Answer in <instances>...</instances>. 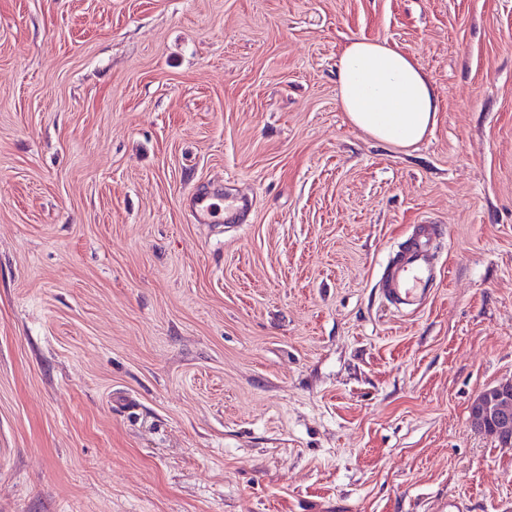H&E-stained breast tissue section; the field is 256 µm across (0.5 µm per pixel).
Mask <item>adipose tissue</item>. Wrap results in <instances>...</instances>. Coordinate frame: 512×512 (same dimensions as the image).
<instances>
[{
  "label": "adipose tissue",
  "instance_id": "ef3b65f1",
  "mask_svg": "<svg viewBox=\"0 0 512 512\" xmlns=\"http://www.w3.org/2000/svg\"><path fill=\"white\" fill-rule=\"evenodd\" d=\"M337 83L349 122L381 142L411 147L437 125L439 104L431 80L417 60L388 43L348 41Z\"/></svg>",
  "mask_w": 512,
  "mask_h": 512
}]
</instances>
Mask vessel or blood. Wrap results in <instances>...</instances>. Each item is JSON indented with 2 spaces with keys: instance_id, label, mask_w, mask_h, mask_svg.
<instances>
[{
  "instance_id": "vessel-or-blood-1",
  "label": "vessel or blood",
  "mask_w": 512,
  "mask_h": 512,
  "mask_svg": "<svg viewBox=\"0 0 512 512\" xmlns=\"http://www.w3.org/2000/svg\"><path fill=\"white\" fill-rule=\"evenodd\" d=\"M187 206L199 222L236 224L248 211L244 199L228 196L219 198L196 190L187 197ZM430 239L427 230H420L409 245L399 251L386 275L384 296L398 309L415 310L433 280L430 266Z\"/></svg>"
}]
</instances>
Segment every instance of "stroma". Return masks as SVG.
<instances>
[{"instance_id": "stroma-1", "label": "stroma", "mask_w": 512, "mask_h": 512, "mask_svg": "<svg viewBox=\"0 0 512 512\" xmlns=\"http://www.w3.org/2000/svg\"><path fill=\"white\" fill-rule=\"evenodd\" d=\"M362 37L416 147L340 108ZM511 380L512 0H0V512H512ZM337 83L349 122L381 142L412 147L437 125L431 80L417 60L386 42L349 40L339 57ZM186 202L196 220L205 224L241 223L248 211L246 200L241 197L224 196L223 208V198L202 190L191 192ZM429 254V234L422 229L389 266L384 296L396 309L413 310L412 313L419 308L434 275ZM474 428L498 438L505 445L512 441V384L481 392L471 405Z\"/></svg>"}]
</instances>
